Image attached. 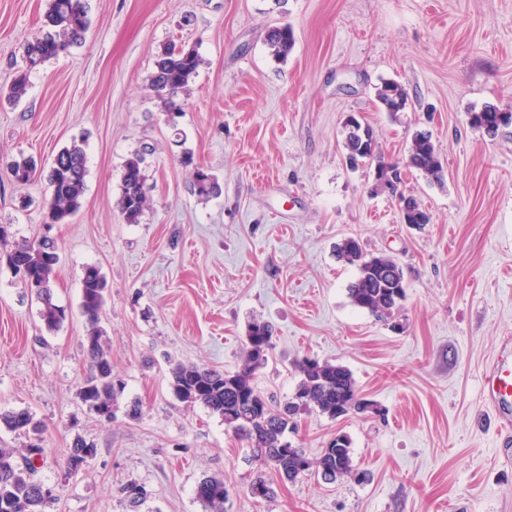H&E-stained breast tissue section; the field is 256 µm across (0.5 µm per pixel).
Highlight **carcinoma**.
Returning <instances> with one entry per match:
<instances>
[{"mask_svg":"<svg viewBox=\"0 0 512 512\" xmlns=\"http://www.w3.org/2000/svg\"><path fill=\"white\" fill-rule=\"evenodd\" d=\"M43 32L34 36L25 46L24 66L16 72L12 83L0 89V95L17 103L27 93L30 73L51 59L66 55L80 42L89 28L90 18L84 0H48V8L41 20ZM265 43L276 61H285L295 44L293 28L279 25L269 28ZM201 59L193 48L174 42L167 44L155 60L152 87L163 98L165 115L180 114L176 97L185 93L196 75ZM375 98L380 108L391 114L407 109L409 96L400 83L383 81L375 88ZM500 109L486 105L470 113V125L489 135L500 128L512 125V119L497 121ZM375 141L372 128L366 124L349 126L344 142L346 158H361L375 165L376 187L384 184L397 192L402 183L399 163L387 159L382 153L370 151ZM144 153L137 152L126 160L122 189L117 206L128 224L139 222L149 204L148 186L142 164ZM404 167L414 169L431 180H443V165L439 151L430 134L417 132L405 158ZM38 170L31 156L19 155L8 164L11 177L20 183L29 181ZM86 153L82 145L73 143L56 156L48 180L50 196L46 201L48 223L67 224L83 207L86 192ZM194 193L209 198L218 192L213 175L203 178L199 168L192 173ZM406 201L405 223L421 224L425 210L416 198L401 196ZM338 257L357 269V277L348 288L353 306L368 312L379 321L391 319L397 309L395 295H405L402 268L388 255H373L364 251L359 240L347 237L337 246ZM7 265L19 275L30 291L42 301L40 317L50 330L57 329L67 320L69 312L57 305L51 294V281L55 276L59 254L54 240L41 237L35 240L15 241L5 254ZM107 281L96 266L84 268L81 278L80 312L86 318L91 331L86 338V350L90 359V375L80 388L81 401L89 407H104L112 413L115 391L112 381V361L104 348L97 328L103 306L106 303ZM260 322L248 325L242 365L234 373L201 368L194 364L175 363L169 369L170 387L176 399L187 407L202 405L224 420V425L235 436L245 440L251 448H260L253 455L260 467H271L284 479L292 481L310 471H315L326 482L356 474L351 440L342 435L339 442L322 449L320 456L312 460L303 449L296 448L288 454L280 452L281 441L288 428L295 427L296 418L302 412L316 411L335 419L346 413L360 414V402L356 381L345 366L328 361L305 358L295 363L300 380L295 392L303 403L290 399L282 405L272 404L255 386L254 376L265 362L257 361L252 352L253 344L266 336L268 347L272 344V328L266 326L260 332ZM0 424L10 431L30 437L23 448L0 447V512H43L51 502L44 495V486L34 479V457L44 454L43 425L27 410L0 414ZM94 454V445L82 438L76 439L66 458V473L75 474ZM197 498L205 512H224L228 490L222 478H206L196 490Z\"/></svg>","mask_w":512,"mask_h":512,"instance_id":"obj_1","label":"carcinoma"}]
</instances>
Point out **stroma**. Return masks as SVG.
Instances as JSON below:
<instances>
[{"mask_svg":"<svg viewBox=\"0 0 512 512\" xmlns=\"http://www.w3.org/2000/svg\"><path fill=\"white\" fill-rule=\"evenodd\" d=\"M83 42L29 77L17 103L0 100V224L11 240L48 233L60 262L52 281L70 316L54 331L42 304L0 262V413L29 410L45 425L35 478L55 498L45 512H204L196 487L223 478L224 512H512V462L482 401V379L512 336V126L490 136L469 114L512 111V0H86ZM47 0H0V87L22 64ZM290 24L286 61L269 55V26ZM203 59L170 128L151 86L170 40ZM384 80L403 84L407 111L377 106ZM360 115L380 151L398 160L429 131L444 181L405 170L404 193L430 216L406 224L374 170L344 162L345 120ZM84 144L85 204L45 228L44 175L72 141ZM148 150L151 205L126 223L116 203L124 164ZM34 156L42 173L13 181L5 165ZM220 185L202 199L193 165ZM403 268L406 297L389 322L354 307L357 269L336 246ZM109 296L99 329L121 392L111 419L78 396L89 373L80 313L85 266ZM274 329L257 389L287 401L309 357L350 369L375 411L297 418L288 435L317 458L336 434L352 441L365 480L281 479L254 497L260 471L245 441L203 406L184 407L169 365L224 372L243 360L246 330ZM95 455L63 464L75 438ZM145 486L132 505L123 489Z\"/></svg>","mask_w":512,"mask_h":512,"instance_id":"stroma-1","label":"stroma"}]
</instances>
